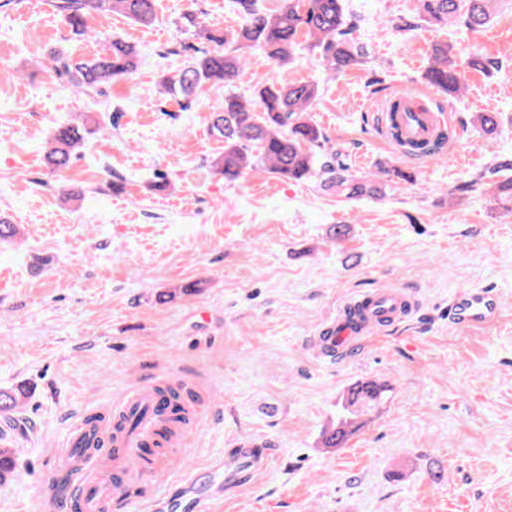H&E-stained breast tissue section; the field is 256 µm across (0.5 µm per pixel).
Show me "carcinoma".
Here are the masks:
<instances>
[{"label":"carcinoma","instance_id":"1","mask_svg":"<svg viewBox=\"0 0 512 512\" xmlns=\"http://www.w3.org/2000/svg\"><path fill=\"white\" fill-rule=\"evenodd\" d=\"M234 3L244 25L229 40L201 27L196 17H186L188 24L196 28L195 36L214 44V48L197 50L190 66L174 76L163 77L161 86L166 93L192 100L207 86L219 88L235 83L246 72L244 49L258 47L276 65L291 64L302 37L310 41V48L320 49V61L332 77L363 63L364 50L348 38L352 22L343 0H283L275 12L261 9L258 0ZM491 4L492 0H421L420 19L443 26L453 19L468 30H476L490 23ZM50 6L63 17L72 33L81 37L89 35L88 19L99 13L121 14L143 26L152 25L156 18L155 0H50ZM466 57L472 68L485 73L500 64L499 60L484 56L476 45L468 47ZM137 59L134 47L114 39L103 54L90 59L58 56L53 60V68L69 78L76 93L91 96L107 83L131 77L137 70ZM432 59L424 73L426 83L451 98L458 97L465 89V74L451 58L448 44L435 45ZM318 95L317 84L308 81H272L258 90L253 102L236 94L224 95V104L213 113L210 127L212 134L224 139V153L212 159V167L229 183L259 164L293 182L319 176L324 186L336 189L337 194L348 199L377 195L381 192L379 184L391 176L404 181L412 179V175L400 169L381 164L362 182L349 174L341 154L329 151L324 160H319L313 148L322 146L326 137L310 115ZM474 124L492 138L499 126L498 113L480 112ZM390 136L410 154L433 156L443 155L449 139L448 131L440 128L429 141L405 142L396 125L391 127ZM82 141L78 124L56 126L45 152L47 164L55 170L66 168ZM198 288L197 282L187 283L158 294V300L166 302L191 295ZM391 390L388 384L377 380L351 385L336 403V420L322 431V447H342L362 427V417L387 400ZM156 392L171 408V421L186 423L185 397L193 399L195 395L181 386L169 385L156 388ZM27 395L22 386L1 388L0 416L14 419ZM15 467V449L0 444V482L8 480Z\"/></svg>","mask_w":512,"mask_h":512}]
</instances>
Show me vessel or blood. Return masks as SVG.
<instances>
[{
  "label": "vessel or blood",
  "instance_id": "obj_1",
  "mask_svg": "<svg viewBox=\"0 0 512 512\" xmlns=\"http://www.w3.org/2000/svg\"><path fill=\"white\" fill-rule=\"evenodd\" d=\"M397 120L406 134L421 140L430 136L435 115L422 101L403 97ZM368 325L357 326L348 319L347 307H340L327 321L317 338L318 353L332 356L365 334L368 326H385L406 319L412 308L405 296L394 289L379 288L361 299ZM500 315L499 294L490 287L460 291L448 302V325L455 329L485 326ZM141 412L138 429L132 433H112L108 422L98 428L80 424L70 432L68 445L85 446L90 436L108 441V450L89 452L78 459L63 454L55 464L64 468H78L81 473L77 507L79 512H108L112 500L121 495L126 483L141 474V450L153 445L160 430L163 416L157 393L149 386H134L116 408L117 415ZM209 480H202L199 473L191 472L184 478L183 489L193 500L194 512H205L208 502L220 495L225 478L244 479L245 473L238 459H230L210 468Z\"/></svg>",
  "mask_w": 512,
  "mask_h": 512
}]
</instances>
